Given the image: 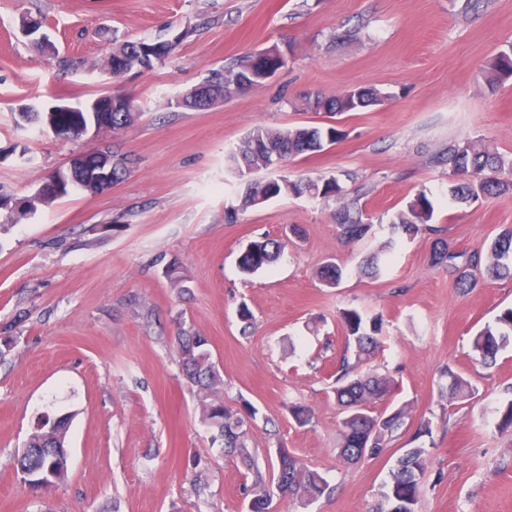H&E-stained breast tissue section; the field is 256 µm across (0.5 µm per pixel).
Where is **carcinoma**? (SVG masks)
<instances>
[{"instance_id": "obj_1", "label": "carcinoma", "mask_w": 512, "mask_h": 512, "mask_svg": "<svg viewBox=\"0 0 512 512\" xmlns=\"http://www.w3.org/2000/svg\"><path fill=\"white\" fill-rule=\"evenodd\" d=\"M126 55L127 70L148 69L153 61H163L174 50V43L157 41L124 40L117 43ZM282 62L272 55L260 52L247 57L240 64H231L208 70L206 79L215 89L217 101H224V83L246 70L255 72L277 70ZM489 80L501 81L512 78V46L503 49L491 60ZM121 99L117 94L96 101L93 108L78 106L56 111L57 122L76 129L90 117L99 126L122 131L138 119L136 112H122L115 107ZM383 96L376 90L354 92L348 89L342 94L327 99L317 97L306 102L312 112H358L380 104ZM337 130L320 127L294 126L272 129L257 126L244 136L232 149L228 162L245 178L269 163L279 162L285 167L290 159L306 152H318L324 146L337 140ZM448 176L452 177L448 194L455 201L479 199L485 195H507L512 191V161L492 151L480 140L466 141L448 151L445 159ZM343 187L332 177L313 179L311 177L291 180L286 176L267 182L257 181L253 185L252 199H271L280 195H308L312 198H336L341 196ZM250 199V200H252ZM250 200L241 199V207L251 206ZM434 207L426 194L420 193L407 205L397 211L387 225L389 232L385 253H375L363 266L364 272L373 278H380L388 271L390 250L400 243L401 237L418 233L439 235L442 227L432 223ZM341 237L348 242H359L375 235V224L360 210L342 208L336 215ZM283 244L268 236L249 244L239 259V268L245 275H253L273 264L280 256ZM432 263L455 275V286L462 291L473 287L476 275L486 274L491 278H512V227L497 234L486 248L471 253L456 251L446 239L440 238L432 253ZM345 274L344 269L329 262L318 271L320 281L328 288L337 287ZM349 336L346 351L355 358L350 362L343 357L336 371L334 394L337 403L343 407L345 417L341 421L340 456L348 462L361 459H376L382 456L391 442L398 436L406 423L407 411L397 408L393 411H377L375 404L390 395L395 387L391 378L373 370L360 371V363L370 359L380 347L378 334L380 319L374 317L364 321L352 311L346 315ZM512 343V308L505 309L497 316L496 322L486 324L471 340V359L488 370L497 365L500 353ZM176 352L182 374L187 383L196 388L202 421L220 428L217 437L224 445V455L241 461L252 479L243 484L244 499H261L280 490L284 497L298 498L310 504L322 496L330 495L331 488L325 478L316 470L308 468L297 458L285 451L276 459L267 460L271 467L267 483L257 465L254 451L247 444L248 420L255 418L256 411L249 408L243 414L224 405L218 389L224 385L219 369L212 359L209 340L189 330H181L177 336ZM446 384L440 386V394L450 400L465 402L473 398L477 387L472 379L453 370L445 372ZM71 415L62 414L47 417L34 425L27 439L28 451L15 452L12 464L17 473L31 475L51 472L53 483L66 480L69 473V452L67 434ZM431 434L429 424L420 425L413 441L415 445L405 449L391 470L390 480L380 493L381 500L376 512H415L420 486L423 483L431 456V447L420 442V438Z\"/></svg>"}]
</instances>
